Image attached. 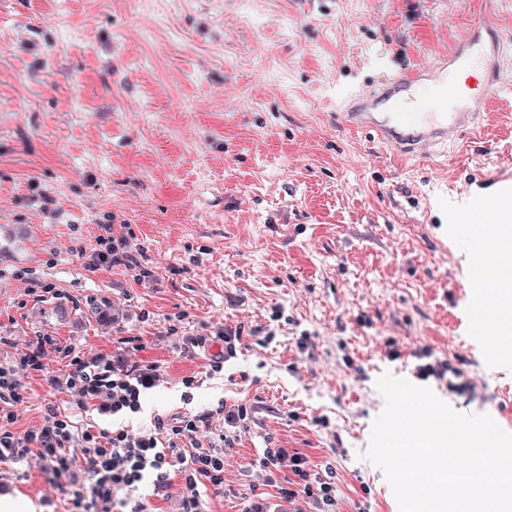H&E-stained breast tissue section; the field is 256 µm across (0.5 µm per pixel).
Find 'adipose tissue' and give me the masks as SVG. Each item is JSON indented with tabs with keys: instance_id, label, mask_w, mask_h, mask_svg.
Masks as SVG:
<instances>
[{
	"instance_id": "obj_1",
	"label": "adipose tissue",
	"mask_w": 512,
	"mask_h": 512,
	"mask_svg": "<svg viewBox=\"0 0 512 512\" xmlns=\"http://www.w3.org/2000/svg\"><path fill=\"white\" fill-rule=\"evenodd\" d=\"M486 247L496 254L498 266L493 286L498 292L493 307L476 311L477 319L492 322L501 333L512 332V226L488 224L483 229Z\"/></svg>"
}]
</instances>
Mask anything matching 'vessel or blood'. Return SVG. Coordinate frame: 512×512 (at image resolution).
Wrapping results in <instances>:
<instances>
[{
    "instance_id": "1",
    "label": "vessel or blood",
    "mask_w": 512,
    "mask_h": 512,
    "mask_svg": "<svg viewBox=\"0 0 512 512\" xmlns=\"http://www.w3.org/2000/svg\"><path fill=\"white\" fill-rule=\"evenodd\" d=\"M491 54L505 55L504 37H495L485 43L480 26H472L458 49L443 58L436 71L421 69L400 72L380 80L378 86L355 94L342 118L346 126L373 131L383 144L394 147L403 156H420L430 149L460 136L464 130L474 128L484 112L493 105L497 96L500 71H492L478 94L472 95L464 87L451 82L443 83L439 98L443 105L439 112L411 110L410 92L423 79L433 74L462 71L470 68L475 57ZM391 100V110L377 116L374 106L382 100Z\"/></svg>"
}]
</instances>
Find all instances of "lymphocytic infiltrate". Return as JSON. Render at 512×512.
<instances>
[{
	"instance_id": "obj_1",
	"label": "lymphocytic infiltrate",
	"mask_w": 512,
	"mask_h": 512,
	"mask_svg": "<svg viewBox=\"0 0 512 512\" xmlns=\"http://www.w3.org/2000/svg\"><path fill=\"white\" fill-rule=\"evenodd\" d=\"M96 243L84 263L86 271L121 267L139 281L153 277L144 248L132 236L117 238L108 232L97 235ZM50 349L67 363V385L77 408L103 418L137 412L142 390L158 379L156 365H118L101 354L87 359L52 337H37L16 363L0 365L1 462L19 463L37 451L48 479L65 488L71 512H113L118 506L126 512H147L146 504L131 493L148 471L155 487L179 484L181 512H201L206 493L223 492L224 458L234 441L226 437L221 445L198 447L195 437L208 421L204 414L159 417L153 432L135 436L124 429L78 427L70 415L51 406L37 430L16 431L18 409L28 399L21 375L41 371ZM77 440L85 448L80 466L69 454ZM283 464L289 467L284 477L279 474ZM250 466L275 480L278 495L293 504L295 512H337L333 473L323 472L321 464L298 449H261Z\"/></svg>"
}]
</instances>
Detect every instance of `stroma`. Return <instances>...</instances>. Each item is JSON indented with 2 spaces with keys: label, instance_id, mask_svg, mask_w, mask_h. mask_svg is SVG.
Segmentation results:
<instances>
[{
  "label": "stroma",
  "instance_id": "obj_1",
  "mask_svg": "<svg viewBox=\"0 0 512 512\" xmlns=\"http://www.w3.org/2000/svg\"><path fill=\"white\" fill-rule=\"evenodd\" d=\"M483 20L512 38V0H0V364L50 336L160 373L138 413L99 419L48 354L22 378L16 430L49 404L133 434L206 414L207 446L226 430L218 402H242L226 491L205 512H243L266 446L330 465L339 512H399L362 457L381 375L417 382L428 348L457 372L426 380L437 397L512 418V370L487 368L451 319L470 290L478 306L496 299L470 269L483 215L512 208V57L503 102L435 155L399 156L340 121L351 91L434 65ZM101 224L134 234L151 280L85 271L73 247L93 250ZM31 269L54 293H32ZM227 325L243 333L221 371V345L183 352V337ZM15 491L35 512L67 508L34 453L0 463V494Z\"/></svg>",
  "mask_w": 512,
  "mask_h": 512
}]
</instances>
